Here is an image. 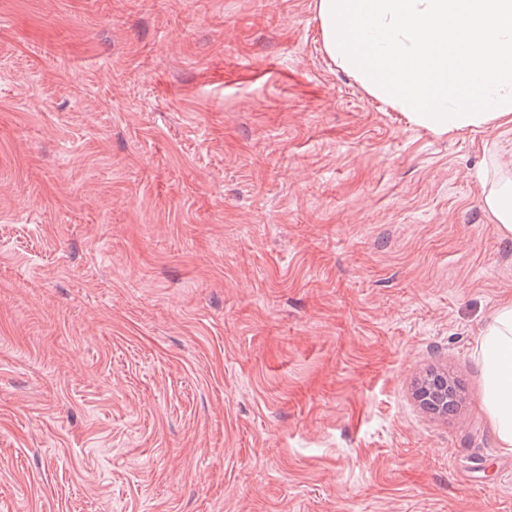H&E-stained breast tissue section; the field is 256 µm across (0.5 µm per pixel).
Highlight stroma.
<instances>
[{
    "label": "stroma",
    "mask_w": 512,
    "mask_h": 512,
    "mask_svg": "<svg viewBox=\"0 0 512 512\" xmlns=\"http://www.w3.org/2000/svg\"><path fill=\"white\" fill-rule=\"evenodd\" d=\"M509 148L367 94L314 0H0V512H512ZM486 209L494 217L501 234L512 237V178L491 182L483 192ZM483 404L501 448L512 451V300L486 324L476 348Z\"/></svg>",
    "instance_id": "1"
}]
</instances>
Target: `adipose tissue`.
<instances>
[{
  "instance_id": "obj_1",
  "label": "adipose tissue",
  "mask_w": 512,
  "mask_h": 512,
  "mask_svg": "<svg viewBox=\"0 0 512 512\" xmlns=\"http://www.w3.org/2000/svg\"><path fill=\"white\" fill-rule=\"evenodd\" d=\"M323 45L372 96L435 134L512 124V0H315ZM483 404L512 451V300L476 348Z\"/></svg>"
}]
</instances>
